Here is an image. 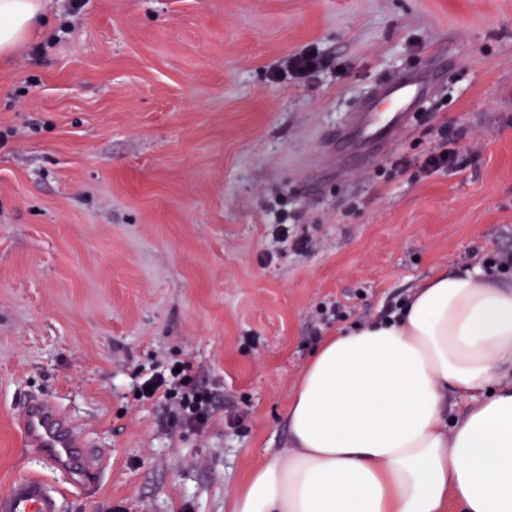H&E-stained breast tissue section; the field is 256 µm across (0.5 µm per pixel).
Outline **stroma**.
<instances>
[{
  "instance_id": "stroma-1",
  "label": "stroma",
  "mask_w": 512,
  "mask_h": 512,
  "mask_svg": "<svg viewBox=\"0 0 512 512\" xmlns=\"http://www.w3.org/2000/svg\"><path fill=\"white\" fill-rule=\"evenodd\" d=\"M0 62V492L62 512H231L286 448L321 341L391 314L444 267L512 254V0H47ZM312 75L285 69L307 51ZM435 73L393 146L328 168L377 84ZM458 147L457 166L418 160ZM204 364L195 432L136 396L140 370ZM41 396L104 468L73 484L25 448ZM1 512H61V494L42 478L16 479L0 496Z\"/></svg>"
}]
</instances>
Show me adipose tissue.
<instances>
[{
	"label": "adipose tissue",
	"instance_id": "ef3b65f1",
	"mask_svg": "<svg viewBox=\"0 0 512 512\" xmlns=\"http://www.w3.org/2000/svg\"><path fill=\"white\" fill-rule=\"evenodd\" d=\"M44 14V0H0V58ZM287 423L289 448L232 512H512V283L445 268L391 318L325 338Z\"/></svg>",
	"mask_w": 512,
	"mask_h": 512
}]
</instances>
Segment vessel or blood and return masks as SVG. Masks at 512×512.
<instances>
[{
    "label": "vessel or blood",
    "mask_w": 512,
    "mask_h": 512,
    "mask_svg": "<svg viewBox=\"0 0 512 512\" xmlns=\"http://www.w3.org/2000/svg\"><path fill=\"white\" fill-rule=\"evenodd\" d=\"M427 96V86L414 76L380 85L373 99L364 101L351 113L338 134L331 152L337 166L350 160L370 162L398 138L412 112ZM383 100L392 103V111H380ZM20 417L25 441L39 450L51 468L67 473L75 483L98 475L101 457L83 448L74 425L51 402L30 398ZM0 512H62L61 494L42 478L25 476L13 481L0 495Z\"/></svg>",
    "instance_id": "obj_1"
}]
</instances>
